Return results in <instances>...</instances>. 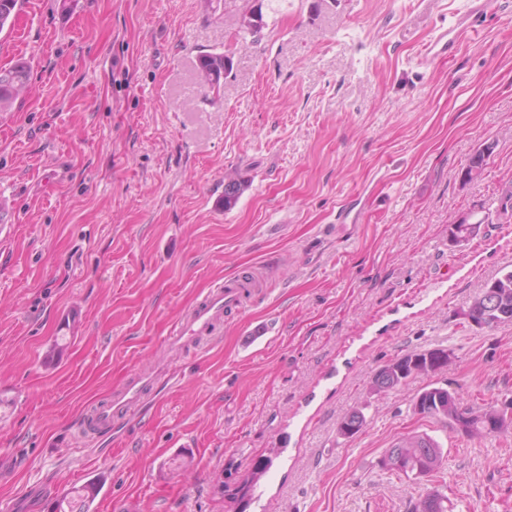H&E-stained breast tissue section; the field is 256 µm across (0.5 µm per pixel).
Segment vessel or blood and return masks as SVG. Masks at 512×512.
Segmentation results:
<instances>
[{
    "label": "vessel or blood",
    "instance_id": "b4317fda",
    "mask_svg": "<svg viewBox=\"0 0 512 512\" xmlns=\"http://www.w3.org/2000/svg\"><path fill=\"white\" fill-rule=\"evenodd\" d=\"M488 7L489 0H465L463 7L451 10L447 24L438 27L426 44L425 57L439 59L456 53L465 35L479 31ZM253 286L252 277L243 274L210 288L173 325L164 339L165 345L178 349L212 340L224 321L225 312L240 306L244 294ZM157 377L154 369L133 370L109 397L89 406L79 426V436L96 439L111 436L120 420L140 415L153 394Z\"/></svg>",
    "mask_w": 512,
    "mask_h": 512
}]
</instances>
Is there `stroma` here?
Masks as SVG:
<instances>
[{
  "mask_svg": "<svg viewBox=\"0 0 512 512\" xmlns=\"http://www.w3.org/2000/svg\"><path fill=\"white\" fill-rule=\"evenodd\" d=\"M463 0H19L0 67L30 90L0 112V502L50 512L98 481L91 512H237L220 482L273 459L247 512H512V434L469 439L414 412L431 383L512 400V323L464 313L512 266V0L447 59L423 56ZM261 10L257 41L238 45ZM229 52L219 92L199 55ZM491 146L482 174L471 159ZM247 190L225 209L224 177ZM350 207L354 224L336 212ZM480 222L453 246L460 216ZM264 279L213 343L162 338L214 285ZM269 333L251 340L250 330ZM65 338L61 355L52 344ZM448 348L452 366L380 396L376 370ZM166 356L177 384L84 446L93 400ZM366 423L339 434L343 416ZM419 432L444 469L382 466Z\"/></svg>",
  "mask_w": 512,
  "mask_h": 512,
  "instance_id": "1",
  "label": "stroma"
}]
</instances>
